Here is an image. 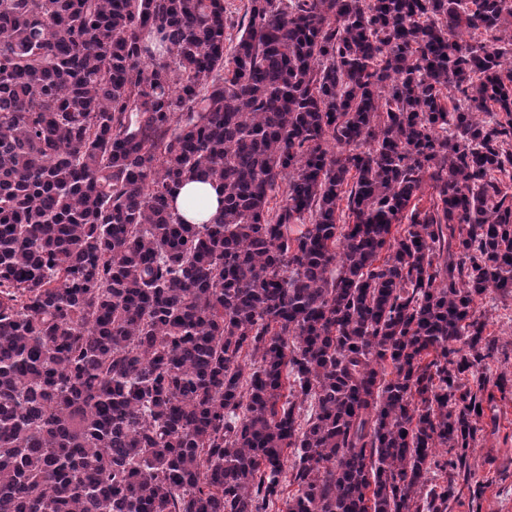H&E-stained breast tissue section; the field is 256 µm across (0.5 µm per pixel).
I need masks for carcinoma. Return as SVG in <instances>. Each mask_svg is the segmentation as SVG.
<instances>
[{
  "label": "carcinoma",
  "mask_w": 512,
  "mask_h": 512,
  "mask_svg": "<svg viewBox=\"0 0 512 512\" xmlns=\"http://www.w3.org/2000/svg\"><path fill=\"white\" fill-rule=\"evenodd\" d=\"M507 45L512 0H0V512H448ZM174 195L177 210L190 224H208L218 211L219 190L210 183L187 182Z\"/></svg>",
  "instance_id": "carcinoma-1"
}]
</instances>
